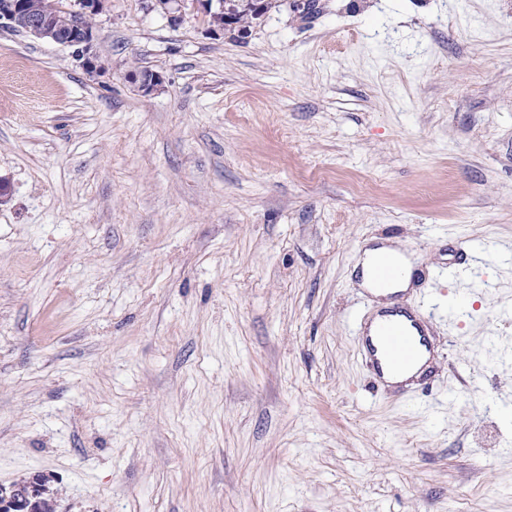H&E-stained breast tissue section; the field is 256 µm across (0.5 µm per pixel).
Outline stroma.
<instances>
[{
	"label": "stroma",
	"instance_id": "stroma-1",
	"mask_svg": "<svg viewBox=\"0 0 512 512\" xmlns=\"http://www.w3.org/2000/svg\"><path fill=\"white\" fill-rule=\"evenodd\" d=\"M94 24L93 76L0 29V484L51 475L56 512H512V0ZM381 243L419 260L408 306L453 314L427 400L355 353Z\"/></svg>",
	"mask_w": 512,
	"mask_h": 512
}]
</instances>
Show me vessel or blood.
<instances>
[{
  "instance_id": "vessel-or-blood-1",
  "label": "vessel or blood",
  "mask_w": 512,
  "mask_h": 512,
  "mask_svg": "<svg viewBox=\"0 0 512 512\" xmlns=\"http://www.w3.org/2000/svg\"><path fill=\"white\" fill-rule=\"evenodd\" d=\"M390 299L388 310L378 317L362 316L356 330L357 353L378 385L431 352L430 330L437 322L434 312L410 311L400 294H391Z\"/></svg>"
}]
</instances>
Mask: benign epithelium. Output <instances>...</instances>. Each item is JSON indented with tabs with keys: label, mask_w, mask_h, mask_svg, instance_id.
Instances as JSON below:
<instances>
[{
	"label": "benign epithelium",
	"mask_w": 512,
	"mask_h": 512,
	"mask_svg": "<svg viewBox=\"0 0 512 512\" xmlns=\"http://www.w3.org/2000/svg\"><path fill=\"white\" fill-rule=\"evenodd\" d=\"M75 5L71 13L87 16L97 15L105 8L104 0H75ZM57 10L56 0H44L39 12L27 9L22 0H0V28L22 29L36 38L72 48L88 74L97 72V57L93 53L97 39L95 29L74 22L63 30ZM131 80L144 95L152 93L161 84V77L155 72L133 73ZM46 481L44 475L36 474L20 489L1 484L0 512H35L36 504L46 492Z\"/></svg>",
	"instance_id": "benign-epithelium-1"
}]
</instances>
